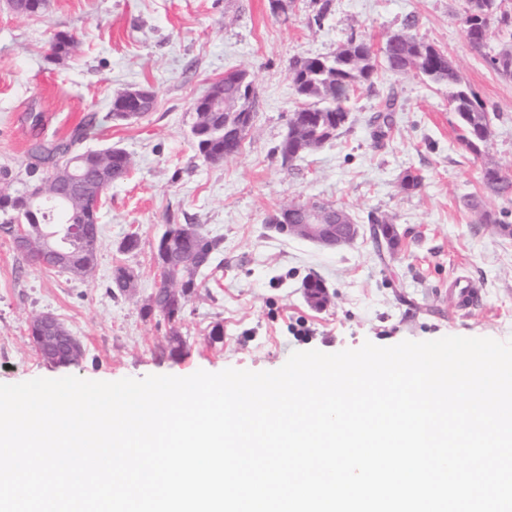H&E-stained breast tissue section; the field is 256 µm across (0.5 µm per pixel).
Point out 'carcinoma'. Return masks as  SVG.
<instances>
[{
    "label": "carcinoma",
    "instance_id": "1",
    "mask_svg": "<svg viewBox=\"0 0 512 512\" xmlns=\"http://www.w3.org/2000/svg\"><path fill=\"white\" fill-rule=\"evenodd\" d=\"M483 2L491 8V16L474 18L466 14L463 17L468 42L477 51L484 48L483 32L492 20L497 18L499 22L509 24L508 15L499 13V0ZM417 41L416 35L408 32L397 44H385L378 58L369 42L352 35L329 56L293 61L288 75L301 104L291 112L288 133L276 147L282 161L290 163L301 154L313 150L314 146L332 140L347 121L345 102L350 92L372 82L380 68L395 75L416 71L430 81L446 85L448 102L457 115L459 128L465 130L473 142L481 143L487 113L485 103L468 86L462 84L455 68L444 63L439 53L430 54L422 63H416L413 56L419 53ZM201 98L218 102V109L196 113V121L191 129L193 143L205 162L220 163L224 161V126L235 125L243 113L239 86L234 80L219 79L208 85ZM394 105V99H387L384 110L372 117L376 135H384ZM75 143L76 139L73 138L51 147H38L36 158L40 162L53 161V174L42 177L38 184L22 192L11 193L0 185V213L27 225L30 243L28 251L24 253L25 257L49 272L59 270L76 280L90 282L95 277L97 267L96 239L87 238L69 243L71 262L61 269L44 262V250L48 235L62 231V226L74 215L92 227L99 224L98 201L88 198L60 204L54 192L59 182L87 161L96 167H108L114 182L130 171L133 161L130 154L119 147L76 153L73 151ZM483 180L484 186L497 195L506 196L512 192V180L501 179L493 173L485 174ZM32 195L41 196L40 204L25 206L27 197ZM293 208L296 209L297 224L310 222V213L314 210L323 222L332 220L336 215V207L332 205H322L316 209L312 205L295 204ZM370 223L379 225L373 232V240L377 245L384 244L390 249L398 246V232L388 218L373 216ZM163 236L168 238V244L159 250L158 260L168 264L169 277L160 287L163 292L160 306L156 307L149 302L143 307V313L149 316L159 312L168 320L169 350L175 353L183 344L177 322L201 287L200 271L212 265L220 251L221 240L203 233L196 224H170ZM135 287L136 275L131 268H113V294L125 295ZM41 352L43 362L65 366L79 362L85 350L81 345L60 348L54 344L41 348Z\"/></svg>",
    "mask_w": 512,
    "mask_h": 512
}]
</instances>
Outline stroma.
Instances as JSON below:
<instances>
[{
  "instance_id": "obj_1",
  "label": "stroma",
  "mask_w": 512,
  "mask_h": 512,
  "mask_svg": "<svg viewBox=\"0 0 512 512\" xmlns=\"http://www.w3.org/2000/svg\"><path fill=\"white\" fill-rule=\"evenodd\" d=\"M465 6L332 0L317 23L316 0H294L285 14L272 13L269 0H49L33 16L0 0V171L13 187L46 175L30 154L36 142L76 135V151L117 145L134 161L100 204L94 282L45 271L0 232V383L269 371L295 351L335 353L367 341L512 340V234L493 222L503 215L512 223V196L483 184L486 166L512 173V78L490 63L512 48V26L492 23L486 47L474 50L461 23ZM402 30L444 50L484 101L492 135L482 153L460 149L447 86L382 72L351 95L335 139L283 164L275 148L298 103L290 62L332 54L353 34L378 50ZM59 32L75 43L57 61L50 46ZM233 69L253 80L254 126L237 156L209 164L192 143V102ZM133 86L153 91V109L113 121V97ZM390 95L393 123L378 140L370 120ZM409 172L422 177L413 191L402 185ZM314 202L345 208L362 226L357 240L327 249L270 228L276 209ZM372 213L395 224L397 249L377 250L366 226ZM171 224L199 225L221 241L216 266L201 272L184 310L177 355L163 316L142 315L160 285L156 243ZM131 233L139 250L121 252ZM119 264L135 271L137 288L115 298ZM310 278L327 289L324 307L304 296ZM457 278L478 289L481 307L456 309ZM45 312L82 342L78 363L55 367L38 357L29 324ZM217 326L223 335H213Z\"/></svg>"
}]
</instances>
